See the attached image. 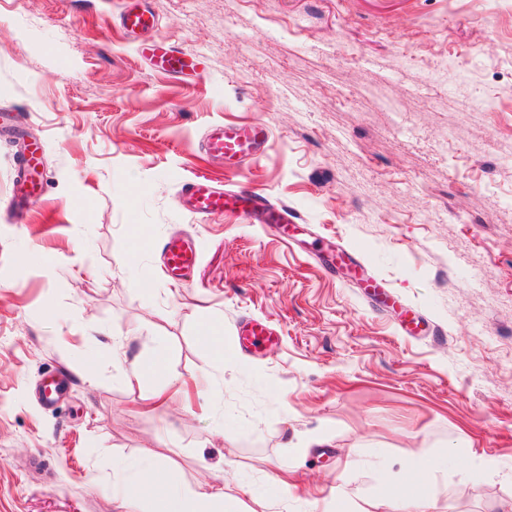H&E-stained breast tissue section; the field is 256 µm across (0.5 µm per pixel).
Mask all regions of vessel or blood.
Returning a JSON list of instances; mask_svg holds the SVG:
<instances>
[{
    "label": "vessel or blood",
    "mask_w": 512,
    "mask_h": 512,
    "mask_svg": "<svg viewBox=\"0 0 512 512\" xmlns=\"http://www.w3.org/2000/svg\"><path fill=\"white\" fill-rule=\"evenodd\" d=\"M121 23L128 31L147 32L158 25L156 16L149 10L128 5L122 11ZM139 51L148 58L156 70L169 75H183L196 71L201 65L198 54L177 49L168 38L159 37L143 42ZM272 131L268 124L252 122L219 123L207 127L203 135L206 151L225 168L237 172L258 158L269 145ZM24 168L30 184L31 195H38L45 184L46 174L37 148H29ZM179 197L183 208L196 217H206L224 212L245 217L254 224L275 226L279 232L298 236L306 227L287 206H275L266 202L259 192L247 189L227 190L223 185L207 178H195L185 182ZM161 257L166 276L174 282H182L197 265L199 250L196 241L188 235H175L164 240ZM278 331L261 319H247L237 328L239 348L253 350L261 346L277 345Z\"/></svg>",
    "instance_id": "1"
}]
</instances>
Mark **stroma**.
<instances>
[{"label": "stroma", "instance_id": "obj_1", "mask_svg": "<svg viewBox=\"0 0 512 512\" xmlns=\"http://www.w3.org/2000/svg\"><path fill=\"white\" fill-rule=\"evenodd\" d=\"M143 5L201 55L198 74L151 70L121 0H0V512H120L121 460L185 490L225 459L280 512H307L341 472L366 512L380 479L423 457L440 512L512 504V0ZM250 120L271 145L227 172L203 133ZM21 132L47 183L19 217ZM198 176L264 192L308 237L188 214L177 195ZM184 234L199 261L178 285L159 243ZM329 238L428 332L400 335L324 273ZM248 317L280 343L239 351ZM161 346L162 369L128 384ZM50 374L65 388L47 406ZM317 428L327 445L295 454ZM282 468L285 501L269 479Z\"/></svg>", "mask_w": 512, "mask_h": 512}]
</instances>
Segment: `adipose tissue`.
I'll return each mask as SVG.
<instances>
[{
    "mask_svg": "<svg viewBox=\"0 0 512 512\" xmlns=\"http://www.w3.org/2000/svg\"><path fill=\"white\" fill-rule=\"evenodd\" d=\"M429 463L425 459L412 461L406 471V489L396 492L389 486H380L372 499L381 512H435L436 501L430 495L422 478ZM224 474V486L209 483L185 492L169 490L164 470H154L146 479L131 483L123 493L126 503H142L146 512H244V502L226 491L228 484L237 479L236 471L229 462L220 466Z\"/></svg>",
    "mask_w": 512,
    "mask_h": 512,
    "instance_id": "obj_1",
    "label": "adipose tissue"
}]
</instances>
